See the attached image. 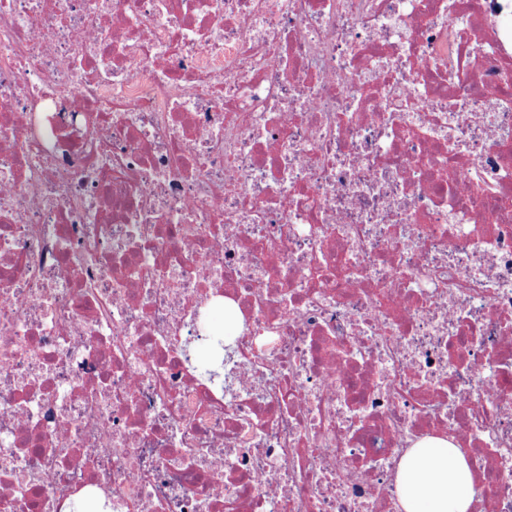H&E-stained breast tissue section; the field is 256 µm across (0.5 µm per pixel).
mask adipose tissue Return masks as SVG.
Listing matches in <instances>:
<instances>
[{
  "mask_svg": "<svg viewBox=\"0 0 512 512\" xmlns=\"http://www.w3.org/2000/svg\"><path fill=\"white\" fill-rule=\"evenodd\" d=\"M476 473L451 441L430 437L398 461L396 490L400 512H475Z\"/></svg>",
  "mask_w": 512,
  "mask_h": 512,
  "instance_id": "adipose-tissue-1",
  "label": "adipose tissue"
}]
</instances>
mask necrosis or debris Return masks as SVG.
Masks as SVG:
<instances>
[{"label": "necrosis or debris", "mask_w": 512, "mask_h": 512, "mask_svg": "<svg viewBox=\"0 0 512 512\" xmlns=\"http://www.w3.org/2000/svg\"><path fill=\"white\" fill-rule=\"evenodd\" d=\"M437 434L512 512V0H0V512H397Z\"/></svg>", "instance_id": "4bbe7bcc"}]
</instances>
